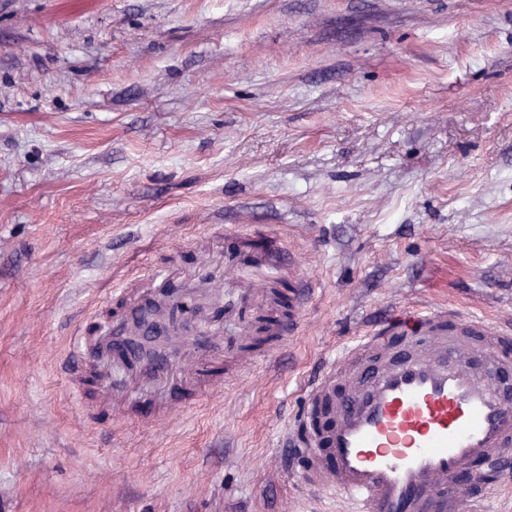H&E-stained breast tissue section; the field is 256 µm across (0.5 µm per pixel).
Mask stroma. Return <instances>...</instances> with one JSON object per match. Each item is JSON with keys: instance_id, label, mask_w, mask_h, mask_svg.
Returning <instances> with one entry per match:
<instances>
[{"instance_id": "35a3bbf8", "label": "stroma", "mask_w": 512, "mask_h": 512, "mask_svg": "<svg viewBox=\"0 0 512 512\" xmlns=\"http://www.w3.org/2000/svg\"><path fill=\"white\" fill-rule=\"evenodd\" d=\"M314 292L222 397L90 423L88 309L164 266ZM512 329V0H0V512H347L282 470L308 383L426 306Z\"/></svg>"}]
</instances>
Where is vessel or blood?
Masks as SVG:
<instances>
[{"label":"vessel or blood","mask_w":512,"mask_h":512,"mask_svg":"<svg viewBox=\"0 0 512 512\" xmlns=\"http://www.w3.org/2000/svg\"><path fill=\"white\" fill-rule=\"evenodd\" d=\"M281 242L265 237L259 252L236 255L234 270L252 286L225 306L243 329L285 339L298 326L309 283L280 298ZM112 326L79 336L87 361L109 348ZM253 358L236 337L213 338L191 359L178 404L201 392L221 393L241 379ZM512 335L478 317L459 319L431 308L396 317L344 347L308 391L290 432V468L312 488L335 490L349 512H512L495 490L471 478V466L500 472L512 458Z\"/></svg>","instance_id":"1"}]
</instances>
